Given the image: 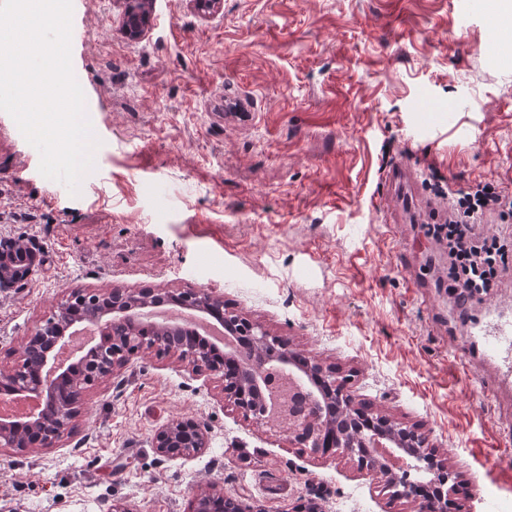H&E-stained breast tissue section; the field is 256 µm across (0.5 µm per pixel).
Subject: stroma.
<instances>
[{
  "label": "stroma",
  "instance_id": "1",
  "mask_svg": "<svg viewBox=\"0 0 512 512\" xmlns=\"http://www.w3.org/2000/svg\"><path fill=\"white\" fill-rule=\"evenodd\" d=\"M74 72L99 146L78 196L0 111V237L43 262L0 289L9 366L70 288H204L419 425L464 512H512V386L450 347L437 184L512 193V7L501 0H154L140 40L120 0H72ZM414 179L388 193L391 168ZM33 221H26L28 212ZM209 446L166 459L174 420ZM210 484L244 512H413L340 453L246 420L215 376L145 354L92 389L55 447H0V512H191Z\"/></svg>",
  "mask_w": 512,
  "mask_h": 512
}]
</instances>
